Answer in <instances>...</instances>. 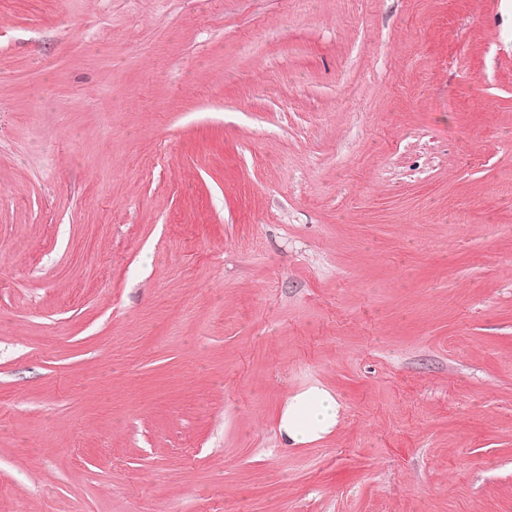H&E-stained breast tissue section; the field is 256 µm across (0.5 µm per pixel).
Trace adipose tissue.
<instances>
[{"label": "adipose tissue", "instance_id": "1", "mask_svg": "<svg viewBox=\"0 0 512 512\" xmlns=\"http://www.w3.org/2000/svg\"><path fill=\"white\" fill-rule=\"evenodd\" d=\"M341 405L327 389L314 386L291 397L277 425L284 445L295 447L318 441L332 433Z\"/></svg>", "mask_w": 512, "mask_h": 512}]
</instances>
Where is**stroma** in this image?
Instances as JSON below:
<instances>
[{"mask_svg":"<svg viewBox=\"0 0 512 512\" xmlns=\"http://www.w3.org/2000/svg\"><path fill=\"white\" fill-rule=\"evenodd\" d=\"M0 512H512V0H0ZM341 405L327 389L314 386L291 397L281 411L277 425L285 446L313 443L332 433Z\"/></svg>","mask_w":512,"mask_h":512,"instance_id":"35a3bbf8","label":"stroma"}]
</instances>
